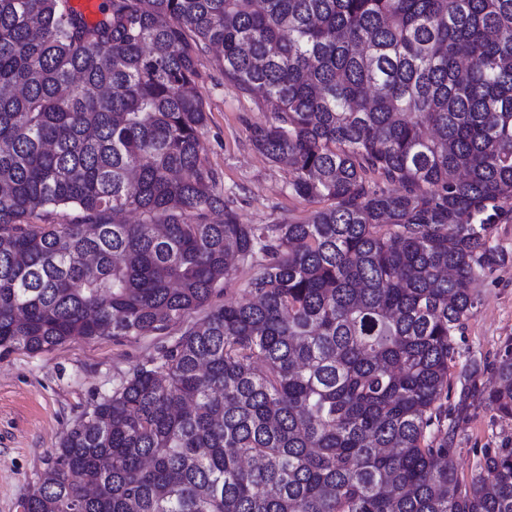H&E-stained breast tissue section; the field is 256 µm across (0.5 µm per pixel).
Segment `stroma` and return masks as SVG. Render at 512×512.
Wrapping results in <instances>:
<instances>
[{
	"mask_svg": "<svg viewBox=\"0 0 512 512\" xmlns=\"http://www.w3.org/2000/svg\"><path fill=\"white\" fill-rule=\"evenodd\" d=\"M197 85L208 115L201 131L202 156L218 173L225 199L240 221H305L315 203L289 193L287 168L271 162L251 142L253 127L270 120V112L225 81L212 54L199 58ZM493 243L506 261L474 284L477 309L456 338L458 354L448 393L452 409L459 401L462 371H475L477 385L491 388L494 364L512 350V224L498 225ZM169 342L166 336L75 337L48 353L18 350L0 360V512H23L22 501L64 432L93 402L111 395L135 365L150 360ZM453 423L455 469L467 483L477 471L482 449L512 439V420L471 398Z\"/></svg>",
	"mask_w": 512,
	"mask_h": 512,
	"instance_id": "35a3bbf8",
	"label": "stroma"
}]
</instances>
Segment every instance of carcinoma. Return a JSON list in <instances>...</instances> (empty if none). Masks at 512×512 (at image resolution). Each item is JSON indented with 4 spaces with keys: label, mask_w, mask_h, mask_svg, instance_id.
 Masks as SVG:
<instances>
[{
    "label": "carcinoma",
    "mask_w": 512,
    "mask_h": 512,
    "mask_svg": "<svg viewBox=\"0 0 512 512\" xmlns=\"http://www.w3.org/2000/svg\"><path fill=\"white\" fill-rule=\"evenodd\" d=\"M101 13L0 0V359L179 336L67 429L24 512H512V441L461 484L447 405L512 223V0ZM211 51L271 113L253 146L326 203L306 221L226 205ZM240 269L251 298L210 307ZM494 371L463 389L512 419V357Z\"/></svg>",
    "instance_id": "carcinoma-1"
}]
</instances>
